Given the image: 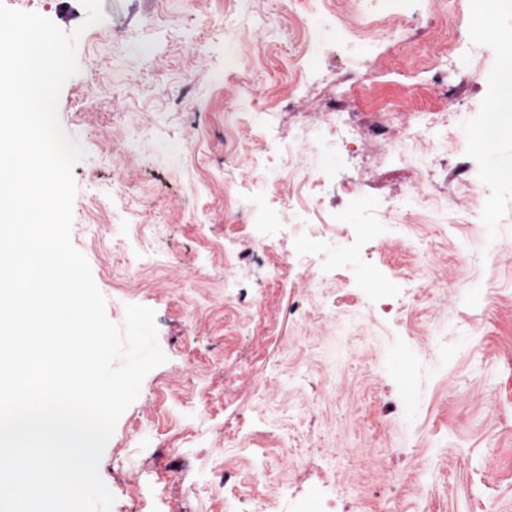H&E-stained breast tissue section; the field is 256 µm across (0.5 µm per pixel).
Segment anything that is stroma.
I'll use <instances>...</instances> for the list:
<instances>
[{
	"instance_id": "obj_1",
	"label": "stroma",
	"mask_w": 512,
	"mask_h": 512,
	"mask_svg": "<svg viewBox=\"0 0 512 512\" xmlns=\"http://www.w3.org/2000/svg\"><path fill=\"white\" fill-rule=\"evenodd\" d=\"M32 3L79 35V71L59 100L63 127L88 152L73 169L71 241L110 321L122 324L129 304L153 308L167 357L101 458L111 512H137L135 496L154 484L163 512H225L210 490L220 474L248 487L236 512H255L260 497L289 512L316 483L333 512H512V183H479L512 164V129L478 146L484 116L467 109L486 98L481 73L512 42V8L495 0L497 32L483 53L446 67L429 41L432 0H414L418 21L398 40L335 38L331 27L352 18H325L319 66L373 77L371 94L349 102L364 122L411 123L419 109L444 119L406 160L366 173L353 146L322 136L296 152L245 121L261 110L292 119L305 89L288 58L319 0H103L105 20L89 27L80 0ZM230 54L266 67L235 105L215 82ZM270 151L293 156L295 171L264 176L257 192L290 195L294 215L262 251L224 170ZM316 154L336 158V186L317 210L304 181ZM421 164L426 204L404 196L384 207ZM120 178L139 199L89 218L93 198ZM360 224L380 225L386 246L358 237ZM313 233L324 246L303 256ZM126 250L154 259L132 276L119 260ZM377 268L416 285L372 299L359 282ZM228 272L236 287H225ZM437 275L447 287H433ZM174 417L188 425L181 456L165 446ZM246 432L249 453L239 449Z\"/></svg>"
}]
</instances>
